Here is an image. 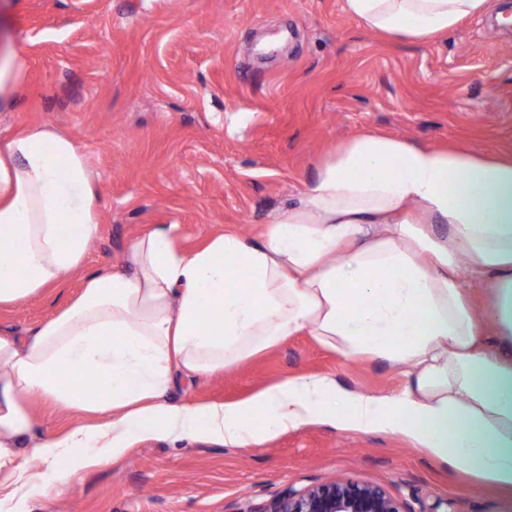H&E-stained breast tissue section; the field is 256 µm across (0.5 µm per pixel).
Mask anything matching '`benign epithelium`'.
<instances>
[{
	"label": "benign epithelium",
	"instance_id": "7a95c632",
	"mask_svg": "<svg viewBox=\"0 0 512 512\" xmlns=\"http://www.w3.org/2000/svg\"><path fill=\"white\" fill-rule=\"evenodd\" d=\"M267 512H406L384 488L353 480H328L288 491Z\"/></svg>",
	"mask_w": 512,
	"mask_h": 512
}]
</instances>
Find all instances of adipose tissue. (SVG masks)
Listing matches in <instances>:
<instances>
[{"instance_id":"adipose-tissue-1","label":"adipose tissue","mask_w":512,"mask_h":512,"mask_svg":"<svg viewBox=\"0 0 512 512\" xmlns=\"http://www.w3.org/2000/svg\"><path fill=\"white\" fill-rule=\"evenodd\" d=\"M489 3L343 9L366 31L421 43ZM30 67L23 50L0 57V112L13 111ZM98 205L71 136L34 126L0 139V309L80 271ZM462 265L489 280L484 311L455 277ZM300 332L385 360L406 382L375 394L314 374L233 403L167 401L175 375L213 374ZM38 402L84 418L41 436ZM315 421L402 435L436 463L512 490V150L352 137L260 236L227 232L187 251L175 225L156 226L29 335L0 329V512L142 439L249 448Z\"/></svg>"}]
</instances>
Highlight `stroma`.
<instances>
[{
	"instance_id": "obj_1",
	"label": "stroma",
	"mask_w": 512,
	"mask_h": 512,
	"mask_svg": "<svg viewBox=\"0 0 512 512\" xmlns=\"http://www.w3.org/2000/svg\"><path fill=\"white\" fill-rule=\"evenodd\" d=\"M512 0H491L423 43L364 30L342 0H0V45L24 49L28 84L0 137L50 125L73 137L99 186L85 271L177 225L191 250L259 235L297 204L336 143L361 133L420 145L512 147ZM85 271L0 312L24 336L81 288ZM325 373L379 394L405 379L300 333L211 376L177 379L172 403L244 399L287 376ZM384 487L408 512H512V492L441 466L398 435L313 423L257 448L146 440L18 512H268L329 479Z\"/></svg>"
}]
</instances>
